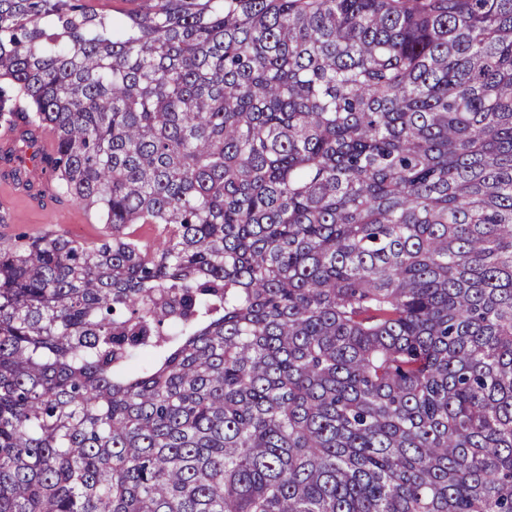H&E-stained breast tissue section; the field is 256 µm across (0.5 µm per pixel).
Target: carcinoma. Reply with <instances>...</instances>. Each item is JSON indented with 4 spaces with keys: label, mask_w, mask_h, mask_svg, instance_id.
I'll use <instances>...</instances> for the list:
<instances>
[{
    "label": "carcinoma",
    "mask_w": 512,
    "mask_h": 512,
    "mask_svg": "<svg viewBox=\"0 0 512 512\" xmlns=\"http://www.w3.org/2000/svg\"><path fill=\"white\" fill-rule=\"evenodd\" d=\"M91 2L0 0L107 225L0 241V512H512V0Z\"/></svg>",
    "instance_id": "carcinoma-1"
}]
</instances>
